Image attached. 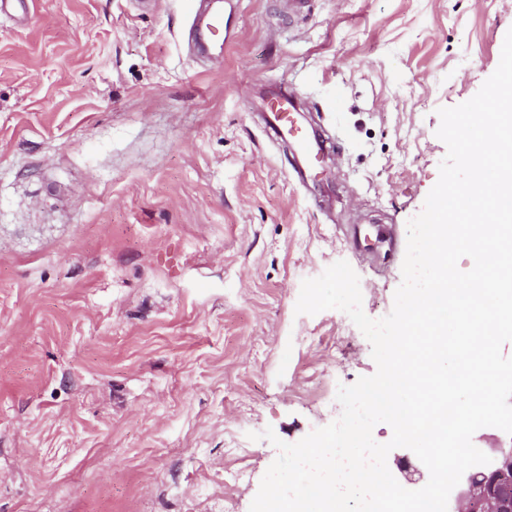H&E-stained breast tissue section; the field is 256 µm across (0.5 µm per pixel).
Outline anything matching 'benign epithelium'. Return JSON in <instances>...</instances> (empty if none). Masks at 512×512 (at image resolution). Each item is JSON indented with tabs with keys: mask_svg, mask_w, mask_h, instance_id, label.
<instances>
[{
	"mask_svg": "<svg viewBox=\"0 0 512 512\" xmlns=\"http://www.w3.org/2000/svg\"><path fill=\"white\" fill-rule=\"evenodd\" d=\"M396 465L407 482L416 484L423 478L419 467L408 456L396 458ZM512 470V454L501 452L500 467L492 472H477L457 485L454 512H512V499L502 492L499 473Z\"/></svg>",
	"mask_w": 512,
	"mask_h": 512,
	"instance_id": "benign-epithelium-1",
	"label": "benign epithelium"
}]
</instances>
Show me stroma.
Wrapping results in <instances>:
<instances>
[{
  "label": "stroma",
  "instance_id": "1",
  "mask_svg": "<svg viewBox=\"0 0 512 512\" xmlns=\"http://www.w3.org/2000/svg\"><path fill=\"white\" fill-rule=\"evenodd\" d=\"M31 0L0 17V512H250L289 444L373 375L349 316L296 314L347 261L389 314L439 108L499 65L512 0ZM293 92L334 151L309 189L260 119ZM185 38L197 57L221 56L224 50V0H197Z\"/></svg>",
  "mask_w": 512,
  "mask_h": 512
}]
</instances>
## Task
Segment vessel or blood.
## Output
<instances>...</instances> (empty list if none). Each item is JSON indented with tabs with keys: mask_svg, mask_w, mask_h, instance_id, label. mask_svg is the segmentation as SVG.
I'll use <instances>...</instances> for the list:
<instances>
[{
	"mask_svg": "<svg viewBox=\"0 0 512 512\" xmlns=\"http://www.w3.org/2000/svg\"><path fill=\"white\" fill-rule=\"evenodd\" d=\"M185 38L197 57L221 56L224 50V0H196ZM296 111L291 96L275 93L265 124L273 139L292 143L295 153L292 170L297 181L302 183L308 177L311 161L323 151L324 143L316 135L303 132L294 119Z\"/></svg>",
	"mask_w": 512,
	"mask_h": 512,
	"instance_id": "b4317fda",
	"label": "vessel or blood"
}]
</instances>
